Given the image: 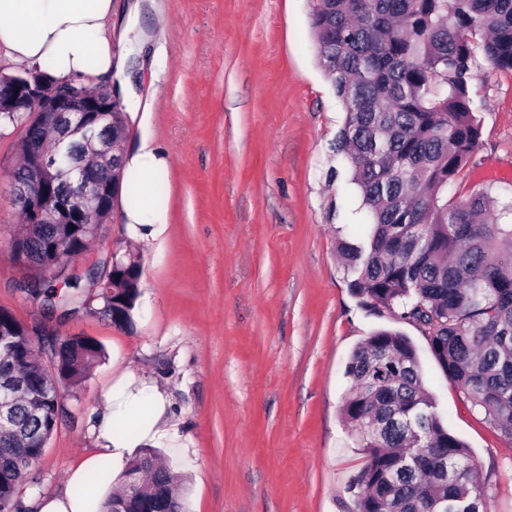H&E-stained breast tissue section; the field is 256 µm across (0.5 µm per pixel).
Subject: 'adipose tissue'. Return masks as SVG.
<instances>
[{
  "instance_id": "1",
  "label": "adipose tissue",
  "mask_w": 512,
  "mask_h": 512,
  "mask_svg": "<svg viewBox=\"0 0 512 512\" xmlns=\"http://www.w3.org/2000/svg\"><path fill=\"white\" fill-rule=\"evenodd\" d=\"M113 0H0V51L14 63L28 68H49L59 81H81L88 75H108L122 70L123 54L115 53L105 21ZM151 399L157 416L166 407L159 394L149 393L144 381L128 376L119 390L107 391L105 408L90 429L100 457L123 463L133 443L115 436L113 421L124 411Z\"/></svg>"
}]
</instances>
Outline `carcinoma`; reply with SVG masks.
<instances>
[{
	"label": "carcinoma",
	"mask_w": 512,
	"mask_h": 512,
	"mask_svg": "<svg viewBox=\"0 0 512 512\" xmlns=\"http://www.w3.org/2000/svg\"><path fill=\"white\" fill-rule=\"evenodd\" d=\"M320 65L344 107L333 152L347 197L358 201L361 231L336 237L350 288L362 307L392 312L423 328L429 352L487 421L512 439V192L448 197L481 137L477 62L512 71V0H311ZM110 105L101 135L123 141L127 103L120 89L86 92ZM38 172L56 192L57 170ZM85 225L33 224L14 230L12 254L26 255L50 279L30 289L50 309L86 310L134 324L142 295L140 256L126 252L103 294L92 299L73 274L87 249ZM65 292H60V289ZM57 369L42 368L30 332L0 308V383L15 384L14 428L0 436V498L14 496L32 458L52 436L64 395L77 396L103 346L87 336L52 335ZM343 413L366 461L349 484L356 512H425L468 494L487 512L472 454L448 431L425 389L417 348L380 329L352 353ZM149 417L134 409L120 428ZM101 464L75 489L108 484ZM184 476L152 448L134 458L102 512H188Z\"/></svg>",
	"instance_id": "carcinoma-1"
}]
</instances>
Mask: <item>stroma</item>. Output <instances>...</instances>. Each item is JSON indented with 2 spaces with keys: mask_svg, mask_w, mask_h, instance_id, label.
I'll return each mask as SVG.
<instances>
[{
  "mask_svg": "<svg viewBox=\"0 0 512 512\" xmlns=\"http://www.w3.org/2000/svg\"><path fill=\"white\" fill-rule=\"evenodd\" d=\"M310 0H119L107 21L129 71L125 152L151 140L166 159L163 244L131 237L122 213L101 224L82 269L125 246L141 257L133 326L65 315L27 296L10 253L21 215L13 172L24 128L0 123V308L62 336H90L91 371L21 485L25 512L63 494L96 453L92 419L126 375L166 402L162 442L186 477L190 512H356L349 489L365 462L342 413L352 351L375 330L417 346L426 388L465 441L491 512H512V440L474 409L431 356L418 325L361 309L334 249L351 218L329 179L343 108L320 66ZM482 135L458 195L512 188V72L480 63Z\"/></svg>",
  "mask_w": 512,
  "mask_h": 512,
  "instance_id": "35a3bbf8",
  "label": "stroma"
}]
</instances>
